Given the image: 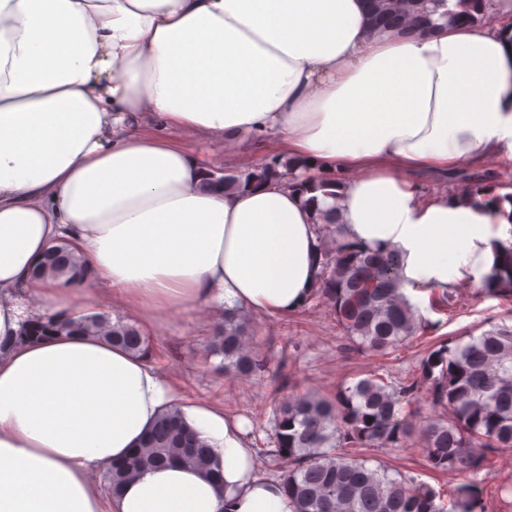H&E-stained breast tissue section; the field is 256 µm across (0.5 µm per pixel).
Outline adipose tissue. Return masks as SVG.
Returning a JSON list of instances; mask_svg holds the SVG:
<instances>
[{"mask_svg":"<svg viewBox=\"0 0 512 512\" xmlns=\"http://www.w3.org/2000/svg\"><path fill=\"white\" fill-rule=\"evenodd\" d=\"M377 31L365 0H0V512H293L241 418L149 358L80 334L22 343L32 310L108 298L152 329L188 308L288 316L321 269L316 211L403 259L408 286L480 282L512 242L501 191L423 196L412 173L512 160V0L496 22ZM274 140L330 192L224 191L179 132ZM80 282L35 276L58 239ZM178 409L216 487L181 464L115 498L112 462Z\"/></svg>","mask_w":512,"mask_h":512,"instance_id":"obj_1","label":"adipose tissue"}]
</instances>
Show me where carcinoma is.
Wrapping results in <instances>:
<instances>
[{"label":"carcinoma","instance_id":"1","mask_svg":"<svg viewBox=\"0 0 512 512\" xmlns=\"http://www.w3.org/2000/svg\"><path fill=\"white\" fill-rule=\"evenodd\" d=\"M447 0H368L373 26L409 33L432 28L431 15ZM466 18L487 24L498 17L492 0H470ZM297 166L275 154L241 172L210 173L208 185L228 191L280 178L297 182ZM452 180L465 183L463 194L505 189L490 172L461 169ZM323 265L313 298L336 317L345 336L360 351L388 356L433 324L422 319L403 292V261L393 251H370L342 237L337 214L321 213ZM500 263L483 278L482 291L512 297V245L500 246ZM87 274L83 260L61 241L37 267L39 277L79 280ZM455 289L433 293L431 308L446 311ZM246 313L224 309L207 344L218 357L215 370L248 379L266 369V361L248 344ZM81 332L102 338L133 354L152 357L149 339L133 324L105 313L78 319L31 314L21 335L32 341ZM440 409L437 418L415 425L403 412L420 390ZM274 447L259 449L272 462H288L280 479L294 504L293 512H486L484 489L477 478L486 452L512 448V327L494 326L464 342L458 338L427 350L418 376L396 385L376 373L342 387L332 396L293 392L273 408ZM418 434L428 466L461 472L468 478L444 495L426 483L390 475L383 464L345 454L341 449L400 448ZM179 463L207 475L213 471L210 445L191 431L177 410L160 417L155 428L123 461L112 465V493L145 469Z\"/></svg>","mask_w":512,"mask_h":512}]
</instances>
